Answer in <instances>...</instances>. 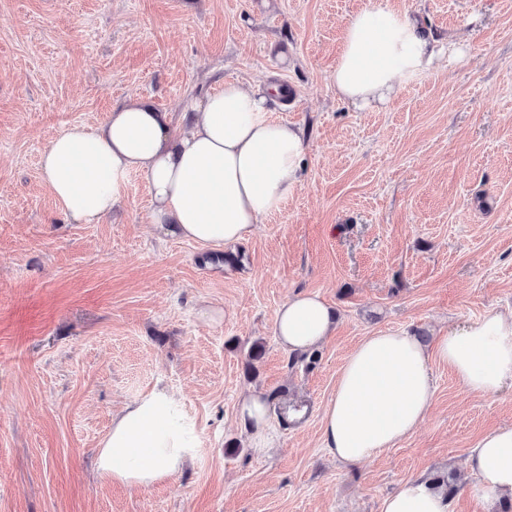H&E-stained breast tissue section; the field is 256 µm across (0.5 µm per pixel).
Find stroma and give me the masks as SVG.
<instances>
[{
	"mask_svg": "<svg viewBox=\"0 0 512 512\" xmlns=\"http://www.w3.org/2000/svg\"><path fill=\"white\" fill-rule=\"evenodd\" d=\"M369 2L0 0V512H380L424 474L456 485L453 512H488L468 459L512 426L511 389L468 393L435 363L433 405L396 447L345 464L321 439L364 336L428 344L512 311V0H386L454 51L357 108L331 73ZM228 81L287 86L266 114L301 129L307 156L301 185L232 255L150 224L137 174L111 215L65 222L40 177L51 139L131 98L177 122L187 97ZM300 291L337 313L312 364L274 334ZM157 386L181 400L195 458L147 488L112 482L99 444ZM253 390L275 397L264 455L236 414Z\"/></svg>",
	"mask_w": 512,
	"mask_h": 512,
	"instance_id": "1",
	"label": "stroma"
}]
</instances>
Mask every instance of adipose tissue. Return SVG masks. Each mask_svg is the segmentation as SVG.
I'll list each match as a JSON object with an SVG mask.
<instances>
[{
  "instance_id": "obj_1",
  "label": "adipose tissue",
  "mask_w": 512,
  "mask_h": 512,
  "mask_svg": "<svg viewBox=\"0 0 512 512\" xmlns=\"http://www.w3.org/2000/svg\"><path fill=\"white\" fill-rule=\"evenodd\" d=\"M443 52L418 20L373 4L346 25L332 73L339 98L352 105L383 102L402 80L427 71ZM263 96L235 82L184 105L185 128L132 98L96 127L75 126L40 158L43 182L73 224H94L121 202L138 173L150 191L151 222L166 234L227 250L277 210L300 185L306 165L302 132L267 119ZM336 329L319 295L300 292L279 309L274 326L288 354L317 350ZM448 366L475 395L512 386V312L496 310L424 344L406 331L375 332L349 352L321 418L325 448L344 463L369 459L410 436L435 394L431 362ZM269 395L242 396L237 417L267 453ZM196 450L179 398L157 388L112 417L98 468L114 482L148 487L181 471ZM472 493L487 503L512 497V427L483 435L469 457ZM381 512H451L446 489L427 477L403 483Z\"/></svg>"
}]
</instances>
